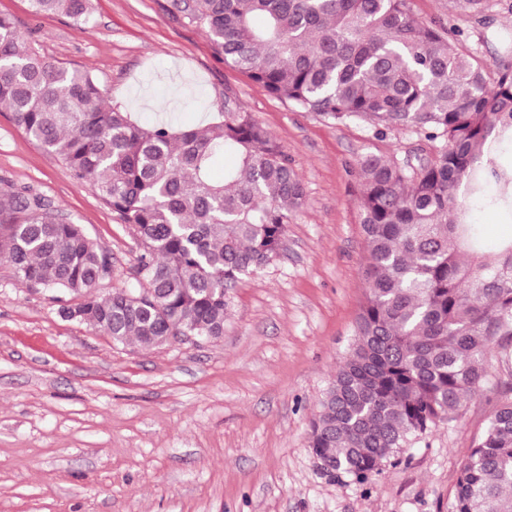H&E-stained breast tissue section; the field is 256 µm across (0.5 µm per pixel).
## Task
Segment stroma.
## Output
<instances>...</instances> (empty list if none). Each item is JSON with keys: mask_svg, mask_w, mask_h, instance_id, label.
<instances>
[{"mask_svg": "<svg viewBox=\"0 0 512 512\" xmlns=\"http://www.w3.org/2000/svg\"><path fill=\"white\" fill-rule=\"evenodd\" d=\"M167 0H92L87 20L33 16L29 0H0L40 56L91 74L110 106L143 124L179 126L236 98L279 143L306 189L285 245L235 289L222 338L150 350L59 316L0 258V512H450L465 452L500 403L512 362L491 357V381L458 417L432 428L399 464L360 483L324 473L310 423L347 356L364 300L366 260L356 162L415 160L431 145L408 131L372 134L270 96L224 64L204 30ZM452 43L485 61L488 28L512 26V0L472 17L452 0H409ZM52 199L66 221L112 257L99 294L130 283L140 248L69 169L0 110V184Z\"/></svg>", "mask_w": 512, "mask_h": 512, "instance_id": "35a3bbf8", "label": "stroma"}]
</instances>
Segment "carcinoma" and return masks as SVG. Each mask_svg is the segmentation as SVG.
Instances as JSON below:
<instances>
[{"mask_svg": "<svg viewBox=\"0 0 512 512\" xmlns=\"http://www.w3.org/2000/svg\"><path fill=\"white\" fill-rule=\"evenodd\" d=\"M75 22L90 0H30ZM480 16L489 0H453ZM203 27L224 63L302 112L359 119L378 134L431 143L417 164L357 161L367 253L364 303L348 355L310 426L316 460L359 482L431 428L455 420L489 379L488 355H512V235L488 247L475 211L512 223V30L500 63L458 51L443 22L409 0H168ZM0 108L134 228L138 288H95L111 257L54 202L0 186V249L31 288L63 291L77 320L150 349L216 340L234 289L284 245L303 184L269 133L228 98L209 123H138L106 103L88 73L37 55L0 15ZM234 160L223 178L214 165ZM451 512H512V400L465 454Z\"/></svg>", "mask_w": 512, "mask_h": 512, "instance_id": "1", "label": "carcinoma"}]
</instances>
